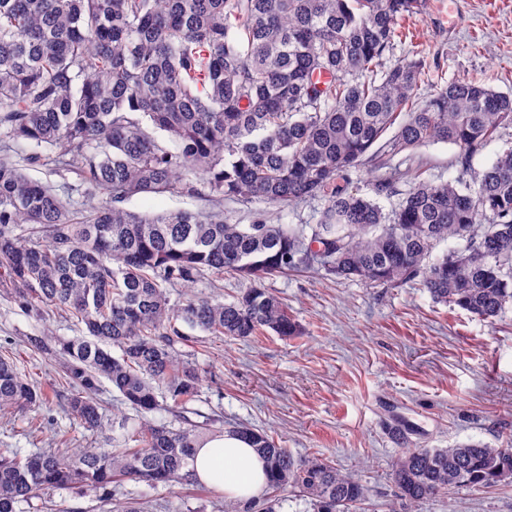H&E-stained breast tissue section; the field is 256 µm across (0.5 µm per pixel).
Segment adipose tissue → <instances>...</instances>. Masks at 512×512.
<instances>
[{
    "label": "adipose tissue",
    "mask_w": 512,
    "mask_h": 512,
    "mask_svg": "<svg viewBox=\"0 0 512 512\" xmlns=\"http://www.w3.org/2000/svg\"><path fill=\"white\" fill-rule=\"evenodd\" d=\"M193 467L200 483L221 491L228 500L259 498L269 486L264 461L233 433L213 437L197 448Z\"/></svg>",
    "instance_id": "obj_1"
}]
</instances>
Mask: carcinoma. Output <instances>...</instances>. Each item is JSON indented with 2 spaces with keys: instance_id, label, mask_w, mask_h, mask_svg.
Returning <instances> with one entry per match:
<instances>
[{
  "instance_id": "1",
  "label": "carcinoma",
  "mask_w": 512,
  "mask_h": 512,
  "mask_svg": "<svg viewBox=\"0 0 512 512\" xmlns=\"http://www.w3.org/2000/svg\"><path fill=\"white\" fill-rule=\"evenodd\" d=\"M427 0H0V270L26 305L85 327L58 341L69 408L88 429L102 421L90 396L106 378L142 414L200 393L194 369L170 349L179 317L211 336L299 334L288 307L254 286L229 303L191 296L177 308L166 288L209 272L259 282L319 264L368 284L419 280L431 298L492 321L512 308V146L466 180L436 183L394 172L370 194L352 189L365 163L381 169L419 146L457 147L462 172L512 125V96L458 77L419 98L423 59L387 64L403 20ZM73 171L76 186L32 179L22 165ZM219 198L283 206L321 198L311 235L224 212L137 214V194L195 195V177ZM408 181L401 191L398 185ZM401 195L383 212L379 199ZM21 224L47 238L36 245ZM449 239L458 249L431 258ZM121 349L115 358L104 348ZM43 392L0 358V412L34 407ZM207 425L142 420L122 448L84 446L67 456L0 449V512L39 492L81 484L112 503V485L194 487ZM236 433L267 462L268 492L223 512H277L290 488L316 512H352L366 489L322 458L295 459L253 428ZM390 433L398 505L512 479V440L420 448L402 422Z\"/></svg>"
}]
</instances>
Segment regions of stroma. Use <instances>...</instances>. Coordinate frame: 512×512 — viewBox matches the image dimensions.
I'll use <instances>...</instances> for the list:
<instances>
[{"label":"stroma","instance_id":"35a3bbf8","mask_svg":"<svg viewBox=\"0 0 512 512\" xmlns=\"http://www.w3.org/2000/svg\"><path fill=\"white\" fill-rule=\"evenodd\" d=\"M415 51L426 60L421 95L457 77L512 94V0H428L407 37L395 39L389 58ZM456 153L454 145L438 143L402 152L392 163L440 182L458 176ZM125 207L139 214L220 209L232 224L270 217L301 227L317 222L324 203L276 208L260 200H215L202 184L193 197L136 195ZM251 285L236 275H207L190 287L169 288L168 295L174 304L193 295L230 302ZM262 286L287 305L300 335L223 339L173 322L181 335L172 346L175 358L203 380L190 407L213 419V433L242 424L267 433L295 458H324L353 473L367 490L356 512H388L394 499L392 464L400 448L388 427L397 420L409 421L414 442L430 448L512 439V309L489 322L434 302L415 283L367 285L322 269L272 276ZM48 329L53 338H45ZM80 334L78 326L25 306L11 286L0 285V356L54 394L46 407L0 415V448L55 451L64 435L76 444L118 448L127 424L140 421L105 379L94 392L103 406L101 428L69 419L74 389L65 382V358L55 341ZM37 338L43 348L33 347ZM114 501L138 503L142 512H221L224 496L211 488H153L129 480ZM17 512H98V500L92 491L62 488L20 503ZM415 512H512V483L461 488L424 501Z\"/></svg>","mask_w":512,"mask_h":512}]
</instances>
